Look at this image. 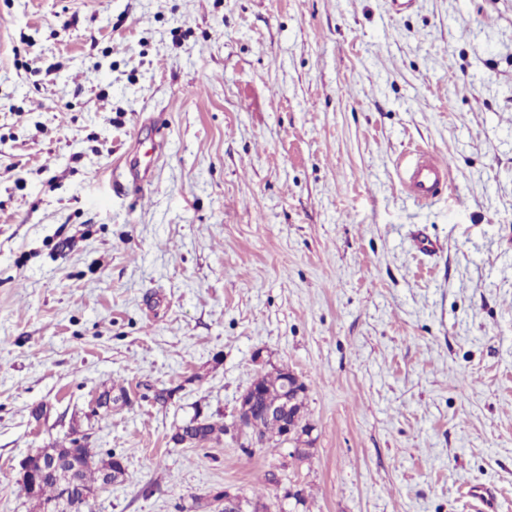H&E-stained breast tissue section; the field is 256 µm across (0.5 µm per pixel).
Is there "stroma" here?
<instances>
[{"label": "stroma", "mask_w": 512, "mask_h": 512, "mask_svg": "<svg viewBox=\"0 0 512 512\" xmlns=\"http://www.w3.org/2000/svg\"><path fill=\"white\" fill-rule=\"evenodd\" d=\"M282 366L302 458L235 426ZM73 439L124 456L92 512H512V0H0V512ZM403 180L407 192L420 201H429L448 187V164L427 149L418 148ZM264 374L265 373L262 372L258 373L256 378L253 380L252 384L247 388V390L242 394V396L239 399L236 427L242 433L246 432L245 424H251L252 422L250 409L254 402V396H251V394L254 393L256 385L258 384V382L260 381ZM224 435V424L209 420V418L199 419V416L185 424L183 435H173L175 443L190 445L194 448H202L213 440H218L220 435Z\"/></svg>", "instance_id": "stroma-1"}]
</instances>
